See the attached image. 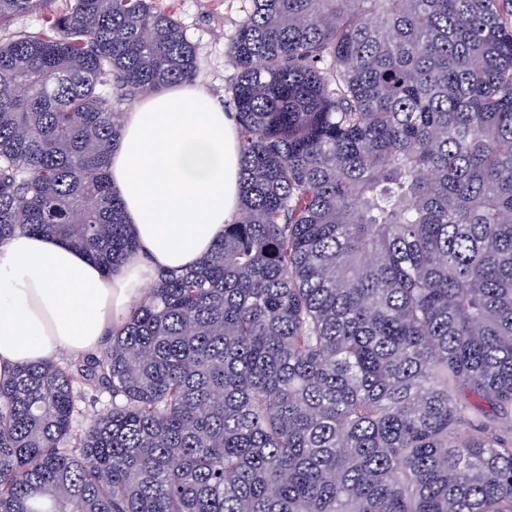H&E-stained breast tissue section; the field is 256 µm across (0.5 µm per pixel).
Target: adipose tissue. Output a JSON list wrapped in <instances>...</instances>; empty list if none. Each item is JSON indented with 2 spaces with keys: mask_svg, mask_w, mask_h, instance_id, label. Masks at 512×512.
I'll list each match as a JSON object with an SVG mask.
<instances>
[{
  "mask_svg": "<svg viewBox=\"0 0 512 512\" xmlns=\"http://www.w3.org/2000/svg\"><path fill=\"white\" fill-rule=\"evenodd\" d=\"M110 173L138 242L118 273L51 237L20 231L0 245V381L94 352L159 272L210 251L240 210L237 123L188 84L148 96L122 119Z\"/></svg>",
  "mask_w": 512,
  "mask_h": 512,
  "instance_id": "adipose-tissue-1",
  "label": "adipose tissue"
}]
</instances>
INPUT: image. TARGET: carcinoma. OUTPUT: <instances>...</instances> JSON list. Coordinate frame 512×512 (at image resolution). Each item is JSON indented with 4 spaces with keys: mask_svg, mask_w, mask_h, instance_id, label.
Returning <instances> with one entry per match:
<instances>
[{
    "mask_svg": "<svg viewBox=\"0 0 512 512\" xmlns=\"http://www.w3.org/2000/svg\"><path fill=\"white\" fill-rule=\"evenodd\" d=\"M250 2L240 215L97 352L0 382V512H512V0ZM49 28L0 41V244L110 277L112 98L197 58L156 0ZM82 387L111 405L76 438Z\"/></svg>",
    "mask_w": 512,
    "mask_h": 512,
    "instance_id": "carcinoma-1",
    "label": "carcinoma"
}]
</instances>
